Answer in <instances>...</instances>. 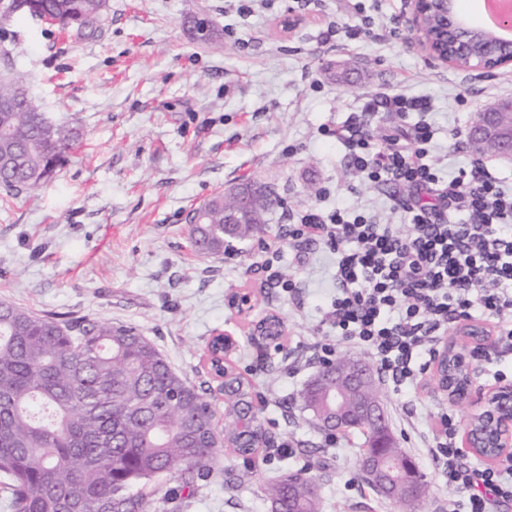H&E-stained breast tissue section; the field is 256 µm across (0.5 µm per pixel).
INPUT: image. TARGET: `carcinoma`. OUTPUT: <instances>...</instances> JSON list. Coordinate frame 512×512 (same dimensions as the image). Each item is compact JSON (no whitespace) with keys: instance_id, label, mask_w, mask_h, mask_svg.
I'll use <instances>...</instances> for the list:
<instances>
[{"instance_id":"obj_1","label":"carcinoma","mask_w":512,"mask_h":512,"mask_svg":"<svg viewBox=\"0 0 512 512\" xmlns=\"http://www.w3.org/2000/svg\"><path fill=\"white\" fill-rule=\"evenodd\" d=\"M57 28L88 40L101 32L107 0H34ZM0 190H35L50 180L78 141L76 129H43L39 106L21 78L0 79ZM276 197L252 196L238 224L224 211L238 208L218 192L207 200L204 224L189 225L194 251L210 257L233 240L266 230ZM322 389L305 390L304 407L336 387L324 371ZM232 410L246 397L234 374L222 382ZM238 442L242 454L273 445L255 425ZM221 435L206 392L172 370L157 347L132 326L85 318L63 320L0 301V485L9 512H178L199 483L223 476L215 447ZM168 474L172 487H150ZM278 512H320L313 479L266 490Z\"/></svg>"}]
</instances>
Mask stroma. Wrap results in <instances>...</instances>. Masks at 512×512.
I'll return each instance as SVG.
<instances>
[{
	"mask_svg": "<svg viewBox=\"0 0 512 512\" xmlns=\"http://www.w3.org/2000/svg\"><path fill=\"white\" fill-rule=\"evenodd\" d=\"M224 2L109 0L92 40L25 14L0 34V77L12 63L42 110L81 133L43 187L0 200V300L133 325L178 373L211 390L204 347L216 332L233 335L228 363L248 383L274 445L249 460L218 449L223 477L204 482L184 512H271L267 486L301 468L319 487L321 512H448L458 493L422 448L441 434L439 411L465 426L475 396L449 401L427 379L399 389L379 382L389 426L431 494L407 511L370 490L358 470L364 435H329L300 398L322 366L315 346L331 344L337 358L369 354L321 323L336 294L335 253L321 243L289 247L286 229L310 207L403 225L394 200L412 198V189L365 181L332 135L353 123L377 140L409 138L410 122L362 111L376 93L430 97L429 158L441 182L480 159L512 191V159L476 155L465 135L477 112L512 99V73L427 59L412 39L409 0H371V31L355 41L342 29L360 24L357 0H244L252 8L244 15ZM195 16L218 28L222 47L193 39ZM288 16L299 27L279 33ZM458 128L462 136L452 137ZM245 182L272 186L279 197L265 215L269 233L217 257L194 254L190 209ZM268 264L296 290L267 282ZM236 288L252 290L255 315L284 321V350L250 342L244 318L227 304Z\"/></svg>",
	"mask_w": 512,
	"mask_h": 512,
	"instance_id": "stroma-1",
	"label": "stroma"
}]
</instances>
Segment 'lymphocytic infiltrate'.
Returning <instances> with one entry per match:
<instances>
[{
    "mask_svg": "<svg viewBox=\"0 0 512 512\" xmlns=\"http://www.w3.org/2000/svg\"><path fill=\"white\" fill-rule=\"evenodd\" d=\"M363 111L416 115L409 145L378 144L342 130L354 168L367 180L402 183L415 193L403 202L407 232L344 210H302L288 244L320 240L336 254V297L322 322L337 336L364 347L380 373L401 386L422 380L449 324L490 322L512 341V192L487 165L476 162L440 185L428 160L434 132L426 96L384 92L365 99ZM437 193L427 206L423 194ZM445 436L429 450L449 487L462 497L448 512H494L512 505V465L464 464L453 414L441 417Z\"/></svg>",
    "mask_w": 512,
    "mask_h": 512,
    "instance_id": "1",
    "label": "lymphocytic infiltrate"
}]
</instances>
